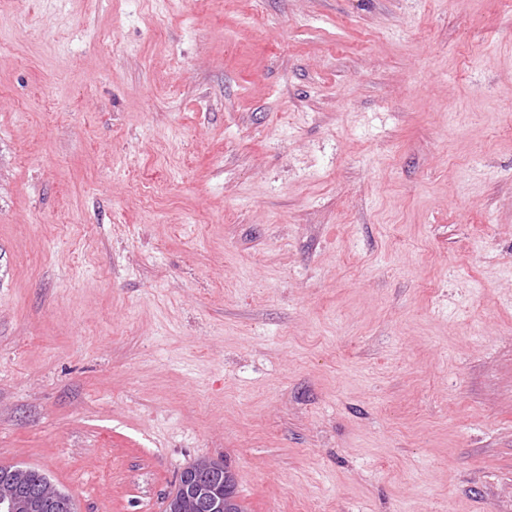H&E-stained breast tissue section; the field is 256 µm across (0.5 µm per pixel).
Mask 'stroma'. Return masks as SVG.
<instances>
[{"label": "stroma", "mask_w": 512, "mask_h": 512, "mask_svg": "<svg viewBox=\"0 0 512 512\" xmlns=\"http://www.w3.org/2000/svg\"><path fill=\"white\" fill-rule=\"evenodd\" d=\"M512 512V0H0V464L77 512ZM183 471H187L186 482L170 497L168 505L173 512H227L233 504V496L228 494L227 472L224 463L210 459L198 460ZM221 484L218 494L214 491L215 483Z\"/></svg>", "instance_id": "1"}]
</instances>
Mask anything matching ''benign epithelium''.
Instances as JSON below:
<instances>
[{
  "mask_svg": "<svg viewBox=\"0 0 512 512\" xmlns=\"http://www.w3.org/2000/svg\"><path fill=\"white\" fill-rule=\"evenodd\" d=\"M185 483L170 497L172 512H227L233 496L218 494L213 485L226 481L224 463L198 460L185 468ZM32 469L16 464L0 473V512H44L48 506L65 499L49 478L34 484Z\"/></svg>",
  "mask_w": 512,
  "mask_h": 512,
  "instance_id": "1",
  "label": "benign epithelium"
}]
</instances>
